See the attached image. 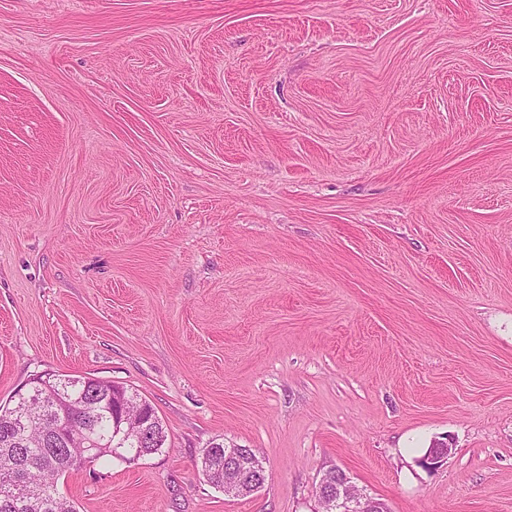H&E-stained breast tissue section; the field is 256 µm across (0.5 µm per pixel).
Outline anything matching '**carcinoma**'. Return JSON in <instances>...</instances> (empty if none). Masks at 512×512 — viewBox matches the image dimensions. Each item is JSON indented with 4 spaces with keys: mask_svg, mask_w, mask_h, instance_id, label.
I'll return each instance as SVG.
<instances>
[{
    "mask_svg": "<svg viewBox=\"0 0 512 512\" xmlns=\"http://www.w3.org/2000/svg\"><path fill=\"white\" fill-rule=\"evenodd\" d=\"M28 393H37L51 404L61 401L69 425L88 426L102 442L114 445L126 423L143 411L151 420L153 436L148 452L164 448L166 431L154 408L123 386L87 376L57 381L36 375L29 381ZM41 409L36 402H24L22 393L13 406L0 405V512H77L74 502L59 494L57 484L77 469L80 448L51 444V421L40 417ZM24 459L30 463L24 469V487L16 491L1 478Z\"/></svg>",
    "mask_w": 512,
    "mask_h": 512,
    "instance_id": "cac0c4a2",
    "label": "carcinoma"
}]
</instances>
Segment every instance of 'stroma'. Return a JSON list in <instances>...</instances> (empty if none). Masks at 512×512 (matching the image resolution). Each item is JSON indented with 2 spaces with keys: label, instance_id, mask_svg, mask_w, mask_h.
Wrapping results in <instances>:
<instances>
[{
  "label": "stroma",
  "instance_id": "35a3bbf8",
  "mask_svg": "<svg viewBox=\"0 0 512 512\" xmlns=\"http://www.w3.org/2000/svg\"><path fill=\"white\" fill-rule=\"evenodd\" d=\"M44 373L167 432L78 512H512V0H0V403ZM224 448V492L233 496L253 494L265 484L264 467L257 455H250L244 448L220 444ZM345 471L338 467L324 472L319 486L325 488L319 498L322 512H386L387 505L363 493Z\"/></svg>",
  "mask_w": 512,
  "mask_h": 512
}]
</instances>
